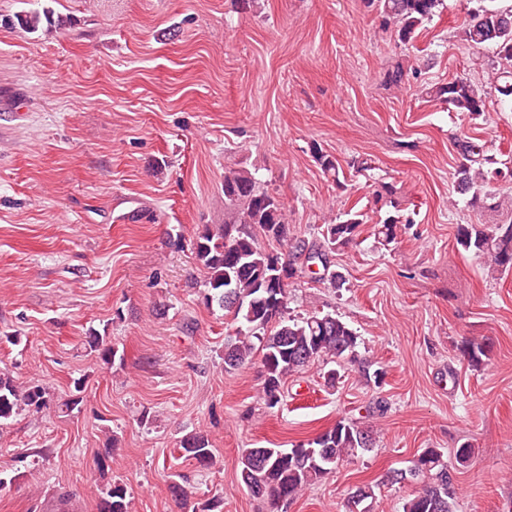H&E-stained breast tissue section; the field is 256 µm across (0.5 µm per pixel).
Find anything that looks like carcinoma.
I'll return each mask as SVG.
<instances>
[{
	"label": "carcinoma",
	"mask_w": 512,
	"mask_h": 512,
	"mask_svg": "<svg viewBox=\"0 0 512 512\" xmlns=\"http://www.w3.org/2000/svg\"><path fill=\"white\" fill-rule=\"evenodd\" d=\"M369 11L381 17L385 29L397 41L413 46L418 30L431 23L443 0H363ZM463 28L465 40L475 46L487 42L498 49L502 69L494 80V90L512 98V9L502 10L495 0H479ZM19 26L29 32L55 31L64 20L54 18L48 7L23 10L16 15ZM448 108L476 119L486 111L487 92L468 81L455 80L431 90ZM464 162L457 169L458 188L470 195L468 207L477 213L506 212L507 223L479 222L457 225L456 248L484 261L496 276L512 273V196L491 189L492 181L512 177V169H490L494 159L484 154L483 146L461 140ZM323 173L340 182V164L330 154L313 148ZM224 223L205 224L193 242L194 255L206 273L204 300L232 315L237 322L234 335L224 343V370H236L250 364L261 354L265 371L262 398L269 408L283 398L282 384L309 365L321 362H349L358 366L363 379L380 385L383 372L370 371L368 360L359 357V335L332 312L313 310L304 316L288 313V288H271L268 279L283 275L288 282L303 277V257L314 254L323 258L321 266L334 288L346 283L330 269L329 253L338 245L354 241L367 224L365 214L352 208L324 225L322 241L308 242L290 236L288 208L278 193L244 167L224 166ZM374 203L379 218L372 232L377 243L390 246L398 238L401 225L410 224L402 213L397 188L383 183ZM274 241L283 247L273 252L259 239ZM90 348L105 364L116 359L118 349L107 336L89 337ZM459 351L473 367L483 363L491 351L488 338H469ZM46 404V389L30 382L19 386L12 376L0 371V426L23 411H37ZM374 430L358 422L340 420L332 427L291 448H247L240 457V480L250 495L265 500L269 512L281 507L303 491L336 471L339 465L373 448ZM184 456L201 468L214 463L208 437L195 432L180 442ZM454 467L440 452L425 449L412 471V480L420 485L417 493L405 500L402 512H455ZM98 512H132L127 486L108 482L99 488Z\"/></svg>",
	"instance_id": "carcinoma-1"
}]
</instances>
